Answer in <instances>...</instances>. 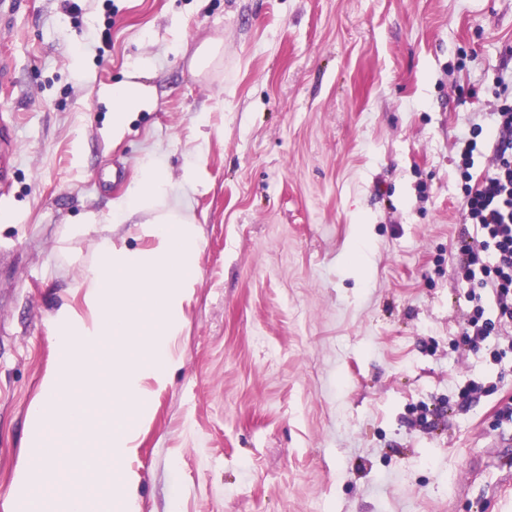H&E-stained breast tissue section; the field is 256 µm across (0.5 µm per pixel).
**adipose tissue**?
I'll return each mask as SVG.
<instances>
[{
	"label": "adipose tissue",
	"instance_id": "obj_1",
	"mask_svg": "<svg viewBox=\"0 0 512 512\" xmlns=\"http://www.w3.org/2000/svg\"><path fill=\"white\" fill-rule=\"evenodd\" d=\"M112 136L121 138L133 113L154 105L151 89L128 79L113 85ZM171 183L157 165L144 166L112 201V220L136 217L149 247L128 248L103 237L78 282L87 315L63 307L55 320L59 356L28 410L27 461L13 477L26 490L25 512H139L136 424L175 363L172 345L192 287L200 244L190 209L170 200ZM107 444L121 474L118 495L101 492L104 471L91 439Z\"/></svg>",
	"mask_w": 512,
	"mask_h": 512
}]
</instances>
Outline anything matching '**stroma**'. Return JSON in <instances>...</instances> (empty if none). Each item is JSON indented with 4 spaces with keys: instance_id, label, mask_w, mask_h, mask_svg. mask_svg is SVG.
I'll list each match as a JSON object with an SVG mask.
<instances>
[{
    "instance_id": "obj_1",
    "label": "stroma",
    "mask_w": 512,
    "mask_h": 512,
    "mask_svg": "<svg viewBox=\"0 0 512 512\" xmlns=\"http://www.w3.org/2000/svg\"><path fill=\"white\" fill-rule=\"evenodd\" d=\"M15 3L0 503L56 312H85L75 283L104 230L143 247L112 200L153 162L201 245L131 463L140 512H512V323L463 277L458 143L481 128V181L512 99V0ZM206 42L222 57L200 73ZM137 64L155 106L116 141L107 93Z\"/></svg>"
}]
</instances>
